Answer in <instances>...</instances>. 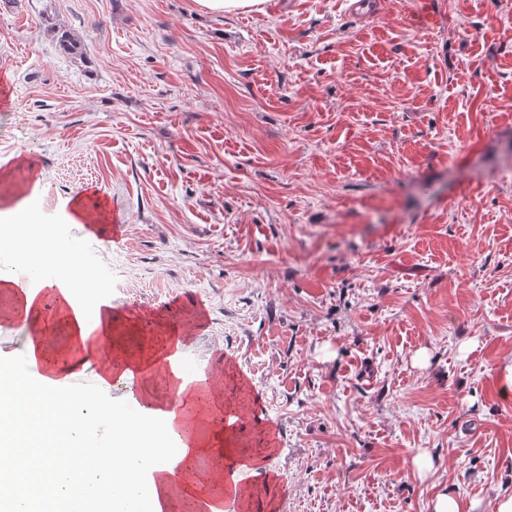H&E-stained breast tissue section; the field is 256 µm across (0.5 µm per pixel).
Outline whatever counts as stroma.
I'll return each mask as SVG.
<instances>
[{"label":"stroma","instance_id":"1","mask_svg":"<svg viewBox=\"0 0 512 512\" xmlns=\"http://www.w3.org/2000/svg\"><path fill=\"white\" fill-rule=\"evenodd\" d=\"M5 164L104 344L248 377L247 512L512 493V0H0ZM91 191L119 223H67ZM201 14L261 11L264 0H195ZM57 287V288H56ZM41 288V289H38ZM43 288H56L54 290L55 297L63 300L62 292L70 293L68 288H76L72 281L56 278L55 281L45 279L38 284L37 288L31 289L36 293V303L43 304L46 298V291ZM63 288V289H60ZM74 305L80 310L82 315L86 318L92 317L95 314L103 319L109 317L112 305L111 300L106 293L95 288L91 292L80 291V293H70Z\"/></svg>","mask_w":512,"mask_h":512}]
</instances>
